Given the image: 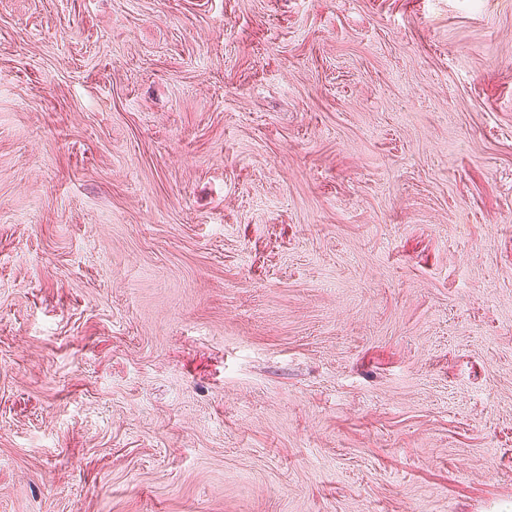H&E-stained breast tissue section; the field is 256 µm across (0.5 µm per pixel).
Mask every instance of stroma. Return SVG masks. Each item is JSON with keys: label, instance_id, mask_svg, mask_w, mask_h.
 Instances as JSON below:
<instances>
[{"label": "stroma", "instance_id": "stroma-1", "mask_svg": "<svg viewBox=\"0 0 512 512\" xmlns=\"http://www.w3.org/2000/svg\"><path fill=\"white\" fill-rule=\"evenodd\" d=\"M0 512H512V0H0Z\"/></svg>", "mask_w": 512, "mask_h": 512}]
</instances>
